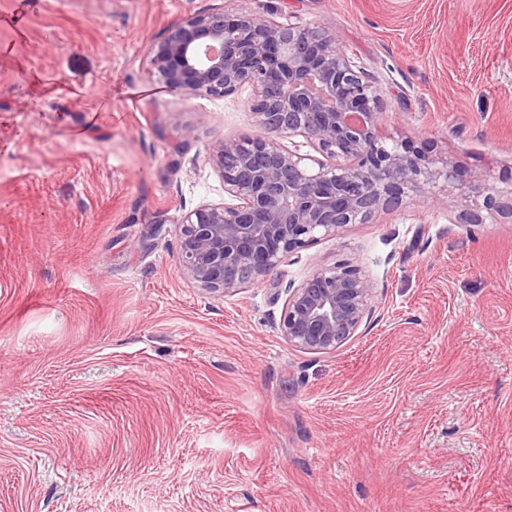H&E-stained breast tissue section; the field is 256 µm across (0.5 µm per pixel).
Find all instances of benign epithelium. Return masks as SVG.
<instances>
[{
  "instance_id": "obj_1",
  "label": "benign epithelium",
  "mask_w": 512,
  "mask_h": 512,
  "mask_svg": "<svg viewBox=\"0 0 512 512\" xmlns=\"http://www.w3.org/2000/svg\"><path fill=\"white\" fill-rule=\"evenodd\" d=\"M150 65L186 96L255 91L249 109L258 133L223 139L206 157L229 201L198 206L176 227L181 272L209 294L257 284L317 235L366 223L440 180L463 185L470 199L439 200L456 223L512 222V188L379 142L378 91L325 27L284 26L234 8L194 13L151 49ZM295 136L327 161L283 144ZM374 288L348 265L314 271L289 286L282 335L302 350L335 349L361 326Z\"/></svg>"
}]
</instances>
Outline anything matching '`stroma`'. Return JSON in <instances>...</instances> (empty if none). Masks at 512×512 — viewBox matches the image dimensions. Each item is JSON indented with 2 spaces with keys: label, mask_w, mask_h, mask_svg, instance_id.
Wrapping results in <instances>:
<instances>
[{
  "label": "stroma",
  "mask_w": 512,
  "mask_h": 512,
  "mask_svg": "<svg viewBox=\"0 0 512 512\" xmlns=\"http://www.w3.org/2000/svg\"><path fill=\"white\" fill-rule=\"evenodd\" d=\"M226 0H0V512H512V223L439 182L213 298L176 225L254 91L188 98L149 55ZM322 25L379 134L512 187V0H235ZM375 284L355 336L288 344V284Z\"/></svg>",
  "instance_id": "35a3bbf8"
}]
</instances>
